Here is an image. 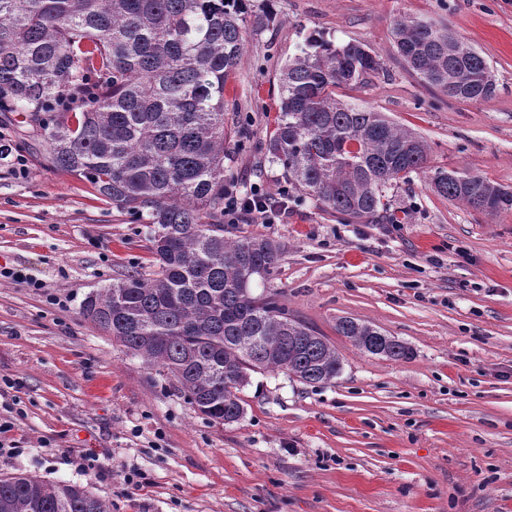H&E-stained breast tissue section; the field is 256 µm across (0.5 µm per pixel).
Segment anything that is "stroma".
<instances>
[{
  "label": "stroma",
  "instance_id": "obj_1",
  "mask_svg": "<svg viewBox=\"0 0 512 512\" xmlns=\"http://www.w3.org/2000/svg\"><path fill=\"white\" fill-rule=\"evenodd\" d=\"M239 70L224 86V119L248 122L228 144L227 175L279 192L281 166L262 147L275 127L278 77L306 38L359 42L382 69L337 89L429 146L424 171L386 195L400 227L288 201L279 224L240 234L279 244L255 293L275 292L291 316L326 336L341 372L324 385L281 370L252 374L233 424L196 413L166 373L126 353L90 320L84 298L131 269L153 268L147 229L57 170L46 146L24 150L27 173L0 158V266L37 287L0 280V417L18 456L0 474L86 486L110 512H512V211L489 214L433 192L436 168L512 186V0H246ZM430 20L474 47L495 97L460 101L424 87L399 55L398 17ZM58 304H51V297ZM369 323L411 350L362 353L336 332ZM92 451L99 471L68 464ZM147 483L123 490L119 473Z\"/></svg>",
  "mask_w": 512,
  "mask_h": 512
}]
</instances>
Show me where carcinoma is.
Returning <instances> with one entry per match:
<instances>
[{
	"mask_svg": "<svg viewBox=\"0 0 512 512\" xmlns=\"http://www.w3.org/2000/svg\"><path fill=\"white\" fill-rule=\"evenodd\" d=\"M243 0H0V112L25 117L51 166L90 183L118 212L154 224L156 271H128L89 294L82 315L178 384L210 421L244 415L250 373L284 370L303 384L336 379L328 340L253 293L281 257L266 238L224 223L226 144L249 139L224 121V83L241 66ZM399 54L423 83L458 100H486V59L451 31L415 17L394 27ZM362 44L312 37L280 70L278 117L265 157L289 186L350 218L382 217L397 181L425 167L428 146L381 113L336 98L379 73ZM438 195L490 214L512 210V189L437 168ZM336 332L394 360L410 349L350 317ZM0 512H109L86 487L0 476Z\"/></svg>",
	"mask_w": 512,
	"mask_h": 512,
	"instance_id": "cac0c4a2",
	"label": "carcinoma"
}]
</instances>
